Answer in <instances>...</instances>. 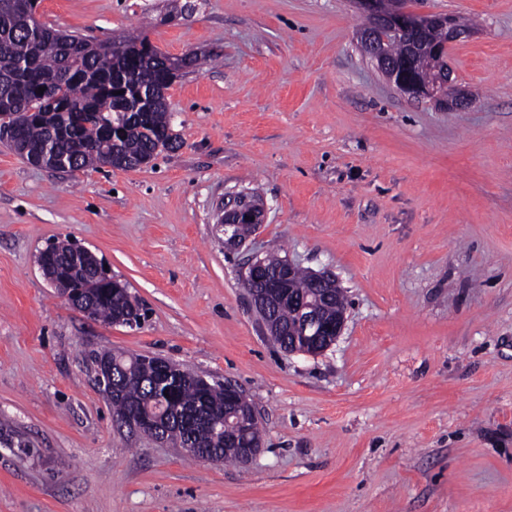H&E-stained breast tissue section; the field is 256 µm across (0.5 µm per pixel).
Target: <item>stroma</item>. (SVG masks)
<instances>
[{"label": "stroma", "instance_id": "1", "mask_svg": "<svg viewBox=\"0 0 512 512\" xmlns=\"http://www.w3.org/2000/svg\"><path fill=\"white\" fill-rule=\"evenodd\" d=\"M405 7L472 22L449 59L471 107L402 94L353 0H39L58 29L199 64L146 166L56 172L0 144V512H512V0ZM240 191L265 216L230 251L215 206ZM57 239L127 285L141 327L59 297L37 264ZM276 246L347 293L321 354L282 351L240 285ZM106 350L238 386L251 465L118 426Z\"/></svg>", "mask_w": 512, "mask_h": 512}]
</instances>
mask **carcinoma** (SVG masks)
Returning a JSON list of instances; mask_svg holds the SVG:
<instances>
[{"label": "carcinoma", "instance_id": "obj_1", "mask_svg": "<svg viewBox=\"0 0 512 512\" xmlns=\"http://www.w3.org/2000/svg\"><path fill=\"white\" fill-rule=\"evenodd\" d=\"M446 40L448 29L433 25L418 35L387 36L383 51L398 63L410 44H418L414 71L429 80L445 64ZM139 43L141 36L130 35L120 53H101L97 42L23 16L8 0H0V114L9 116L7 123L0 124V142L23 159L38 155L44 167L62 172L106 164L131 169L154 159L159 143L174 148L176 135L167 104L149 97L150 86L167 84V55H143L137 52ZM40 87L45 88L41 94ZM61 259L72 265L68 287L90 286L98 265L94 256L75 257L64 250ZM265 259L264 270L250 281L253 288H264L284 273L286 259L277 252L269 251ZM312 278V272L297 266L287 278L288 289L298 299L310 296ZM93 296L95 317L107 323L120 320L129 327L141 324L142 314L129 302L127 289H99ZM273 319L291 330L299 323L296 310L286 304ZM108 357L117 386L108 397L114 417L157 410L166 415L170 442L193 447L188 452L191 459L201 462L207 453L238 462L212 427L224 421L231 409L224 386L212 384L203 393L196 376L187 370L159 385L147 356L104 352L94 355V361Z\"/></svg>", "mask_w": 512, "mask_h": 512}]
</instances>
